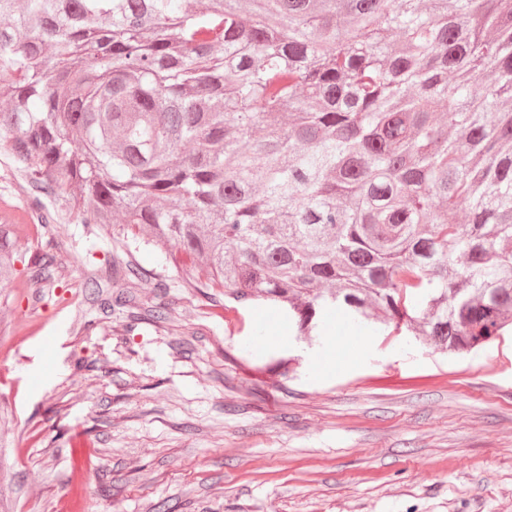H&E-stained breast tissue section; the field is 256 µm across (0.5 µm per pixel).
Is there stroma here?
<instances>
[{
    "mask_svg": "<svg viewBox=\"0 0 512 512\" xmlns=\"http://www.w3.org/2000/svg\"><path fill=\"white\" fill-rule=\"evenodd\" d=\"M31 201L1 152L17 261L0 288V512H63L79 438L78 512H512L511 334L446 355L334 314L330 348L304 357L270 302L225 317L191 265ZM45 219L64 277L33 288ZM131 258L144 275L127 281ZM120 286L165 319L126 334L100 302Z\"/></svg>",
    "mask_w": 512,
    "mask_h": 512,
    "instance_id": "35a3bbf8",
    "label": "stroma"
}]
</instances>
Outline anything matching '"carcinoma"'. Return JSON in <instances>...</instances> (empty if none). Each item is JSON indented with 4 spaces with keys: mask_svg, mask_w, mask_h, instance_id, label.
<instances>
[{
    "mask_svg": "<svg viewBox=\"0 0 512 512\" xmlns=\"http://www.w3.org/2000/svg\"><path fill=\"white\" fill-rule=\"evenodd\" d=\"M186 2L0 0V150L33 204L120 213L224 312L286 303L304 336L333 311L448 352L503 336L512 0ZM57 273L34 255L32 284Z\"/></svg>",
    "mask_w": 512,
    "mask_h": 512,
    "instance_id": "1",
    "label": "carcinoma"
}]
</instances>
